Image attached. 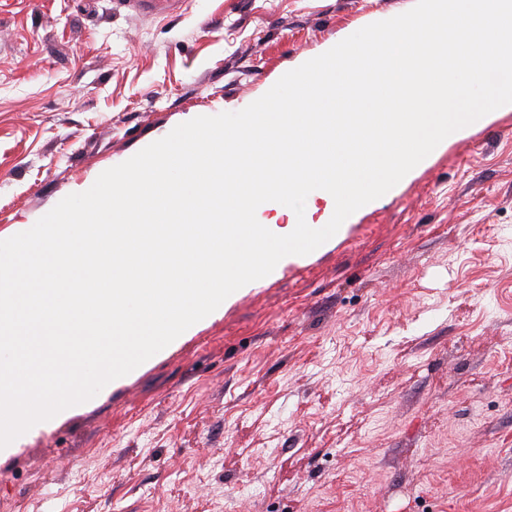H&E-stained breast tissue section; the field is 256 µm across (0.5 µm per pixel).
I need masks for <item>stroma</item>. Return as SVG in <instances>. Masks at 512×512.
I'll return each instance as SVG.
<instances>
[{"instance_id":"obj_1","label":"stroma","mask_w":512,"mask_h":512,"mask_svg":"<svg viewBox=\"0 0 512 512\" xmlns=\"http://www.w3.org/2000/svg\"><path fill=\"white\" fill-rule=\"evenodd\" d=\"M415 0H0V240ZM0 512H512V110L0 458Z\"/></svg>"}]
</instances>
